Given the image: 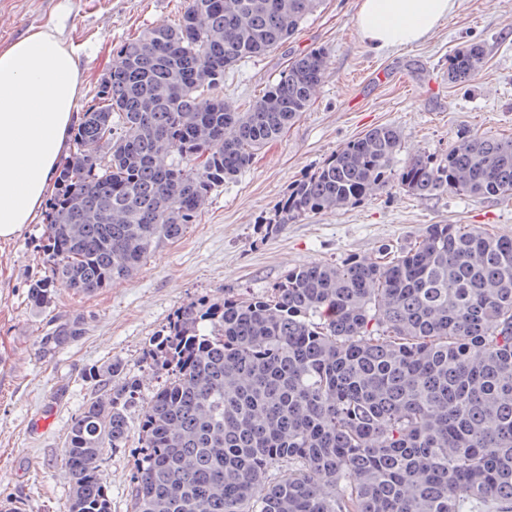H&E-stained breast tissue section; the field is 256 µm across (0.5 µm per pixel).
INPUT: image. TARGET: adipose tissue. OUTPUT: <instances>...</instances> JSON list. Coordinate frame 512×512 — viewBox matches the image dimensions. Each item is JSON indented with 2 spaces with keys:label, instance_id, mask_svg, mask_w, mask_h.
<instances>
[{
  "label": "adipose tissue",
  "instance_id": "1",
  "mask_svg": "<svg viewBox=\"0 0 512 512\" xmlns=\"http://www.w3.org/2000/svg\"><path fill=\"white\" fill-rule=\"evenodd\" d=\"M457 0H359L357 24L381 54L433 35ZM83 74L80 59L47 26L0 48V241L41 211L69 147Z\"/></svg>",
  "mask_w": 512,
  "mask_h": 512
}]
</instances>
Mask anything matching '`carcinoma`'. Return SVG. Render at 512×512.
Instances as JSON below:
<instances>
[{
	"mask_svg": "<svg viewBox=\"0 0 512 512\" xmlns=\"http://www.w3.org/2000/svg\"><path fill=\"white\" fill-rule=\"evenodd\" d=\"M318 0H188L174 25L126 40L83 107L44 214L53 290L93 294L179 239L210 193L245 170L312 102L310 51L244 112L224 72L298 30ZM484 62L448 61L462 84ZM400 132L350 141L282 202L276 223L352 205L394 181L413 195L512 197V138L460 140L433 163L391 161ZM81 317L38 337L48 355ZM164 384L142 408L131 512H512V238L431 224L416 242L288 270L263 296L191 302L153 338ZM97 392L63 456L69 512H111L105 452L126 447L139 393L123 365L92 368Z\"/></svg>",
	"mask_w": 512,
	"mask_h": 512,
	"instance_id": "cac0c4a2",
	"label": "carcinoma"
}]
</instances>
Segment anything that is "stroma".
Listing matches in <instances>:
<instances>
[{"mask_svg":"<svg viewBox=\"0 0 512 512\" xmlns=\"http://www.w3.org/2000/svg\"><path fill=\"white\" fill-rule=\"evenodd\" d=\"M184 6L185 0H0V47L63 22V38L82 62L87 98L130 35L172 24ZM356 11L357 0H321L276 50L226 71L221 96L243 112L294 58L319 50L326 60L308 111L217 188L199 221L131 278L91 295L57 291L49 307L37 311L27 291L45 274L43 218L0 242V507L18 502L22 512H66L71 486L62 450L95 393L85 373L110 361L124 364L140 387L128 410L130 425H137L145 401L165 380L150 364V342L183 305L262 296L289 269L369 260L381 248L409 245L431 224H465L512 238V199L449 190L415 196L394 183L356 204L276 223L297 183L374 127L399 130L397 169L417 156L444 160L459 139L475 133L512 137V0H458L433 36L379 56L363 45ZM473 42L484 49L483 67L471 82L449 83V57ZM76 315L87 318L86 334L40 357L35 342L50 319ZM46 414L50 424L32 432ZM137 446L133 438L105 455L112 512H130Z\"/></svg>","mask_w":512,"mask_h":512,"instance_id":"obj_1","label":"stroma"}]
</instances>
